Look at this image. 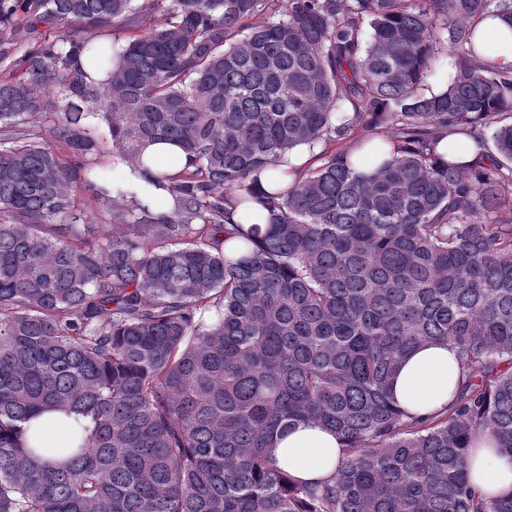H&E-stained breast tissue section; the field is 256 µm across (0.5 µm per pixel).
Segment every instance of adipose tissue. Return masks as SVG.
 I'll return each instance as SVG.
<instances>
[{"instance_id": "1", "label": "adipose tissue", "mask_w": 512, "mask_h": 512, "mask_svg": "<svg viewBox=\"0 0 512 512\" xmlns=\"http://www.w3.org/2000/svg\"><path fill=\"white\" fill-rule=\"evenodd\" d=\"M480 59L485 64L512 69V25L491 15L478 26ZM461 366L448 344H429L411 351L391 385L399 408L424 416L443 411L452 399ZM277 466L292 478L307 483L328 480L342 459L337 435L315 423H301L278 437L273 449ZM471 483L484 499L512 493V459L500 454L495 440L476 437L466 458Z\"/></svg>"}]
</instances>
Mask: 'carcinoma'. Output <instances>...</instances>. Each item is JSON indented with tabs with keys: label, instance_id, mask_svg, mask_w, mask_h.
<instances>
[{
	"label": "carcinoma",
	"instance_id": "cac0c4a2",
	"mask_svg": "<svg viewBox=\"0 0 512 512\" xmlns=\"http://www.w3.org/2000/svg\"><path fill=\"white\" fill-rule=\"evenodd\" d=\"M162 2L0 0V512H512L466 470L480 434L512 459V72L474 43L512 0H170L143 27ZM99 124L135 182L147 144L188 155L147 177L173 212L113 189ZM460 132L488 163L436 153ZM250 202L263 231L230 223ZM429 342L462 380L417 418L389 387ZM47 410L85 420L60 463L27 444ZM300 422L342 440L323 483L272 455Z\"/></svg>",
	"mask_w": 512,
	"mask_h": 512
}]
</instances>
